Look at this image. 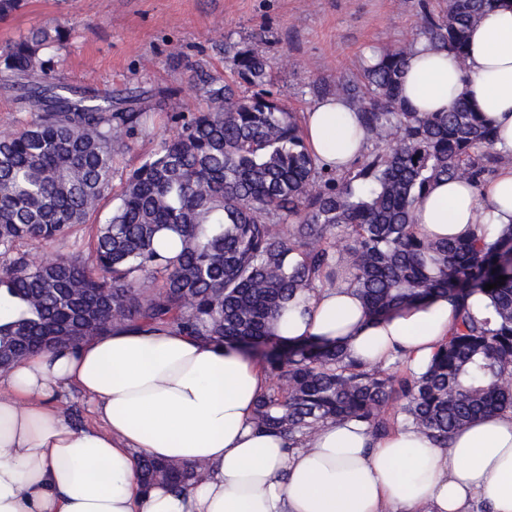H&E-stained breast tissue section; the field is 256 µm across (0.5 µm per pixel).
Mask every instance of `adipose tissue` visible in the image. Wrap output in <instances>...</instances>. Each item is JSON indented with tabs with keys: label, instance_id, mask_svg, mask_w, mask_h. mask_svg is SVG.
I'll list each match as a JSON object with an SVG mask.
<instances>
[{
	"label": "adipose tissue",
	"instance_id": "1",
	"mask_svg": "<svg viewBox=\"0 0 512 512\" xmlns=\"http://www.w3.org/2000/svg\"><path fill=\"white\" fill-rule=\"evenodd\" d=\"M401 97L415 112H445L466 98L498 129L496 151L512 155V0L472 28L466 61L419 41ZM310 152L346 170L368 133L348 102L318 100L305 114ZM415 222L436 240L494 236L512 224V163L481 185L432 182ZM447 299L377 320L351 286L318 289L283 312V340L316 336L354 358L390 363L402 355L422 369L450 336ZM259 364L174 327L113 323L73 349L34 353L0 374V512H512V412L456 430L441 448L413 427L376 439L354 421L325 423L292 448L256 429L266 391ZM74 386L92 425L71 427L50 403ZM203 462L204 480L184 492L142 489L138 456Z\"/></svg>",
	"mask_w": 512,
	"mask_h": 512
}]
</instances>
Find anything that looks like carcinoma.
I'll use <instances>...</instances> for the list:
<instances>
[{
    "instance_id": "obj_1",
    "label": "carcinoma",
    "mask_w": 512,
    "mask_h": 512,
    "mask_svg": "<svg viewBox=\"0 0 512 512\" xmlns=\"http://www.w3.org/2000/svg\"><path fill=\"white\" fill-rule=\"evenodd\" d=\"M499 2L448 0L425 13L420 35L463 61L472 26ZM66 35L65 25L47 22L0 50V83L31 112L22 127L0 131V305L13 309L0 322V370L119 320L246 352L273 344L261 354L270 385L252 423L292 448L337 420L362 422L375 437L402 422L446 448L460 427L512 411V225L491 242L437 241L413 215L433 181L478 186L495 172L501 157L484 148L496 131L464 98L446 112L403 107L412 46L381 53L356 79L313 84L319 99H345L370 133V149L336 174L310 153L296 114L270 89L264 58L235 53L233 72L252 95L205 84L207 109L171 118V133L121 182L91 255L49 259L47 248L98 210L117 156L146 129L142 95L81 91L49 67L46 54ZM164 231L177 236L178 254L165 253ZM339 232L350 239L342 252ZM335 282L354 287L375 319L446 297L458 311L453 333L419 372L399 355L369 365L328 340L275 334L289 303ZM475 293L490 299L494 319L472 316ZM137 466L146 489L186 488L208 471L147 457Z\"/></svg>"
}]
</instances>
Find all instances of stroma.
I'll return each instance as SVG.
<instances>
[{
    "label": "stroma",
    "instance_id": "stroma-1",
    "mask_svg": "<svg viewBox=\"0 0 512 512\" xmlns=\"http://www.w3.org/2000/svg\"><path fill=\"white\" fill-rule=\"evenodd\" d=\"M445 0H23L0 19V47L35 24L56 18L72 33L54 64L65 81L122 97L148 91L154 132L133 139L117 161L125 178L154 152L175 112L207 102L204 82H228L250 96L226 58L252 51L271 66V89L297 116L315 98L313 81L359 76L368 55L402 46L418 32L425 11Z\"/></svg>",
    "mask_w": 512,
    "mask_h": 512
}]
</instances>
